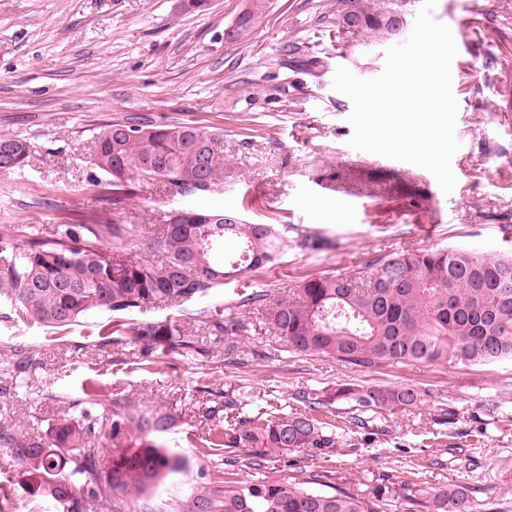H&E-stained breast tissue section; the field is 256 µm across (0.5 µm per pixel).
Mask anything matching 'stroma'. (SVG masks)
Here are the masks:
<instances>
[{
    "label": "stroma",
    "mask_w": 512,
    "mask_h": 512,
    "mask_svg": "<svg viewBox=\"0 0 512 512\" xmlns=\"http://www.w3.org/2000/svg\"><path fill=\"white\" fill-rule=\"evenodd\" d=\"M390 3L405 19L391 37L337 30L336 0H266L253 30L228 42L224 30L245 0H213L199 13L185 12L182 0H0V135L27 138L30 148L22 170L0 174V225L46 235L58 224L157 225L163 212L198 204L320 239V249H286L275 266L249 271L207 300L227 307L242 292L274 300L316 276L350 275L382 253H512V0H437L431 11L458 48L460 148L448 195L429 171L349 145L352 103L334 91L335 71L382 73L387 49L409 38L420 9L415 0ZM129 116L223 129V182L193 196L159 181L136 183L126 196L92 185L96 132ZM103 320L98 314L57 333L14 322L0 307V380L12 370V349L38 350L39 366L9 400L16 423L39 431L70 411L89 381L100 395L119 392L135 407L171 414L175 426L163 439L190 469L161 486L155 503L223 473L220 457L201 456L190 443L209 427L197 409L212 393L239 394L254 408L269 395L288 405L303 388L348 380L414 385L426 396L388 432L369 433L324 463L281 457L269 478L298 481L322 466L336 486L364 495L382 475L413 472L429 487L469 486L476 512H512L510 362L359 368L289 353L255 313L248 342L269 349L267 359L226 363L223 340L205 335L201 355L172 354L140 370L131 362L144 344L94 347ZM444 409L456 413L455 424H438Z\"/></svg>",
    "instance_id": "35a3bbf8"
}]
</instances>
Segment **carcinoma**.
<instances>
[{
	"instance_id": "cac0c4a2",
	"label": "carcinoma",
	"mask_w": 512,
	"mask_h": 512,
	"mask_svg": "<svg viewBox=\"0 0 512 512\" xmlns=\"http://www.w3.org/2000/svg\"><path fill=\"white\" fill-rule=\"evenodd\" d=\"M338 0L336 28L397 32L393 10L376 3L354 6ZM264 0H252L242 22L249 33L263 15ZM29 143L0 136V172L26 166ZM90 164L115 195L139 181H161L181 196L209 192L224 179V135L181 123L155 124L134 117L99 128ZM99 176L92 184H101ZM135 224H59L43 236L18 234L0 225V306L14 320L64 332L95 313L110 320L98 325L95 346H148L156 366L171 353H200L199 331L224 337V358H240L242 340L254 324L239 309L262 313L271 333L294 354H318L354 367L412 362L491 365L512 362V255L484 258L462 248L430 247L383 253L352 276H318L306 281L300 300L268 301L262 292L242 293L235 307H203L196 325L177 318L133 321L147 308L178 307L207 299L224 282L247 270L275 264L288 237L275 224L248 222L221 207H189L165 213L154 239L156 258L132 261L127 251L141 236ZM39 365L33 349L13 353L11 382L0 383V454L11 457L23 494L53 501L63 512H85L88 501L107 512H156L139 498L171 474L186 470L183 459L161 439L174 418L161 410L141 411L118 394L103 404L86 397L75 410L55 419L43 434L12 424L7 395L17 378ZM285 413L269 401L245 410L234 393L204 407L212 422L193 441L204 456H221L234 467L246 461L251 480H209L192 487L168 512H386L404 499L410 512H474L470 489H444L416 482L380 479L371 493L351 494L332 483V471L314 470L303 481L264 475L273 456L290 452L324 460L338 448H353L377 422L418 407L416 386H365L344 381L308 387L293 397Z\"/></svg>"
}]
</instances>
